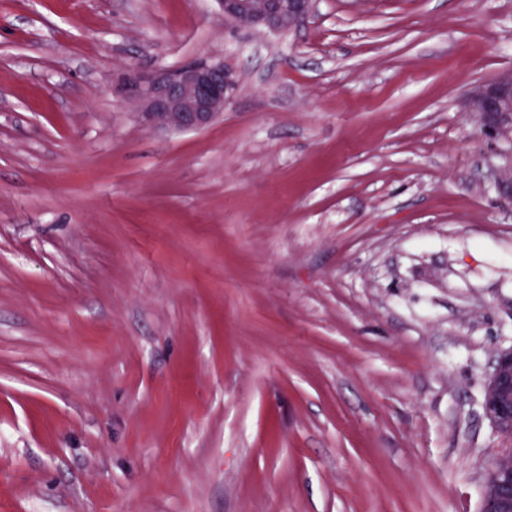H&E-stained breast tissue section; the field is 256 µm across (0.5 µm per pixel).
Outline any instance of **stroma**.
Instances as JSON below:
<instances>
[{
	"instance_id": "35a3bbf8",
	"label": "stroma",
	"mask_w": 512,
	"mask_h": 512,
	"mask_svg": "<svg viewBox=\"0 0 512 512\" xmlns=\"http://www.w3.org/2000/svg\"><path fill=\"white\" fill-rule=\"evenodd\" d=\"M233 65L202 131L127 68ZM512 0H0V512H480ZM224 20L256 31L277 32L307 18L315 0H218ZM464 108L485 139L511 146L512 73L476 87L464 99Z\"/></svg>"
}]
</instances>
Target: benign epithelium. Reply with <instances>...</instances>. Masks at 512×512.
<instances>
[{"mask_svg": "<svg viewBox=\"0 0 512 512\" xmlns=\"http://www.w3.org/2000/svg\"><path fill=\"white\" fill-rule=\"evenodd\" d=\"M224 20L256 31L277 32L307 18L315 0H218ZM238 87L234 67L224 60L190 62L150 72L130 67L119 93L134 104L143 124L169 132L201 131L224 117ZM464 108L493 144H512V73L472 90ZM491 182L512 200V163L491 170ZM485 415L500 430L492 470L482 485L481 512H512V348L499 351L483 394Z\"/></svg>", "mask_w": 512, "mask_h": 512, "instance_id": "obj_1", "label": "benign epithelium"}]
</instances>
